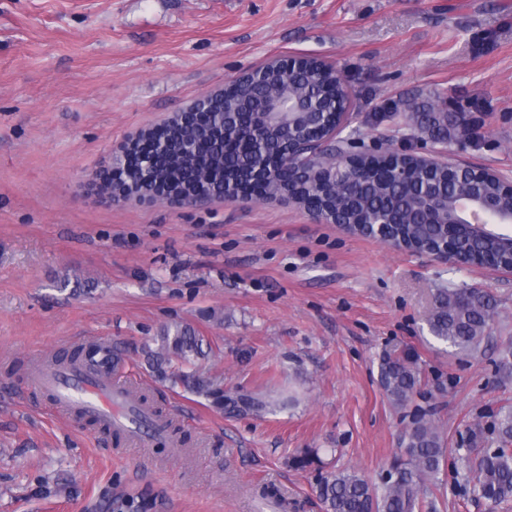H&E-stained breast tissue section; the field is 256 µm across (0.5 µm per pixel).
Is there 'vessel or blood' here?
<instances>
[{
  "label": "vessel or blood",
  "mask_w": 512,
  "mask_h": 512,
  "mask_svg": "<svg viewBox=\"0 0 512 512\" xmlns=\"http://www.w3.org/2000/svg\"><path fill=\"white\" fill-rule=\"evenodd\" d=\"M31 385L55 412H75L97 421L129 447L146 448L167 435L163 422L145 411L137 416L140 426L132 425L138 383L124 365H113L111 352L92 350L69 367L37 368Z\"/></svg>",
  "instance_id": "1"
}]
</instances>
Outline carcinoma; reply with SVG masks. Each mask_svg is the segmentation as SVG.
Listing matches in <instances>:
<instances>
[{
    "mask_svg": "<svg viewBox=\"0 0 512 512\" xmlns=\"http://www.w3.org/2000/svg\"><path fill=\"white\" fill-rule=\"evenodd\" d=\"M307 88L314 97H336L328 102L327 111L321 113L317 122L303 125L298 129L300 139L322 136L326 126L337 121L338 114L345 111L344 100L331 81L322 80L318 66L308 61L297 69L286 67L268 68L263 78L255 82L245 76L237 84L224 89V107L214 109L205 127L188 132L173 125L164 133L166 150L155 160L153 180L165 186L168 191L181 193L195 182L194 174L205 163L206 145L213 137V130L224 131V141L239 143L241 131L248 122L243 104L258 97L265 91H283ZM422 126L436 128L437 139L452 138L464 129L461 122L448 126L435 122L433 113L424 115ZM252 163L247 154L234 150L224 156V167L212 170L211 181L200 184L209 192L213 187H232L240 178L243 168ZM366 186L357 190L350 203H343L341 194L346 181L341 179L328 184L315 176L308 177L300 184L303 195H313L329 205H342L341 216L345 223L365 225L384 221L393 204L401 202L408 195V189L397 182L393 173L379 156L365 155L360 160ZM477 185L484 194L496 199L498 206L512 210V197L501 194L499 183L493 180L466 177L461 181L441 180L442 190L448 192V203L456 196ZM394 235L401 236L407 246L423 251L437 243L441 227L433 224H397L392 227ZM455 249L473 258L482 260L491 257L505 266L512 265V247L501 243L496 237H474L462 235L455 240ZM494 302L487 293L476 289H460L441 292L435 298V305L429 316V325L434 337L451 347L461 350H475L482 340L492 318ZM205 339L193 329L182 324L163 329L158 336V348L152 354L153 368L158 377L172 385L184 388L213 399L231 412L261 413L267 403L252 395L224 396L222 381L217 377L205 376L194 368L195 360L203 357ZM380 383L389 400L398 406L405 405L421 384V371L416 361L406 352L386 353L379 364ZM498 447L478 454L468 460V466L477 474L473 486L474 497L492 505H499L512 499V409L499 414L494 424ZM407 459L399 458L378 490L365 477L355 471L323 470L317 454L306 452L292 459L298 468L317 465V497L324 506V512H422L434 509L427 500L429 486L437 480L445 454L442 436L438 427L429 421L418 420L405 433L403 440ZM152 504L140 495H120L113 499L112 512H146Z\"/></svg>",
    "mask_w": 512,
    "mask_h": 512,
    "instance_id": "obj_1",
    "label": "carcinoma"
}]
</instances>
